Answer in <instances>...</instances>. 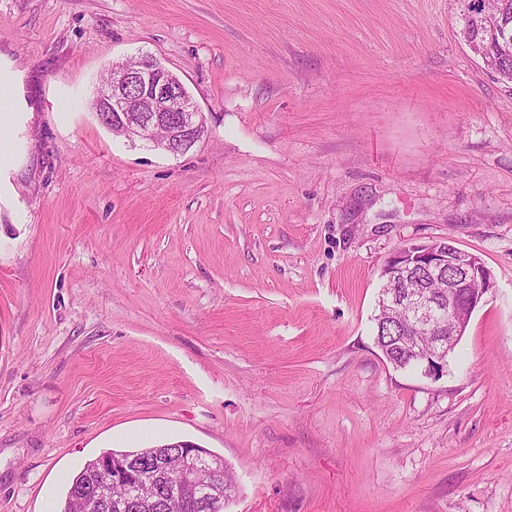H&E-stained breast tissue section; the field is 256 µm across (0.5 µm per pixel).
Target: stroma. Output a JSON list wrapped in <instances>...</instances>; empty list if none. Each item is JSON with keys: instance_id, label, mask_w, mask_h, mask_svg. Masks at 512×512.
Wrapping results in <instances>:
<instances>
[{"instance_id": "obj_1", "label": "stroma", "mask_w": 512, "mask_h": 512, "mask_svg": "<svg viewBox=\"0 0 512 512\" xmlns=\"http://www.w3.org/2000/svg\"><path fill=\"white\" fill-rule=\"evenodd\" d=\"M139 53L204 116L184 153L91 109ZM0 57V512L177 440L224 512H512V83L452 0H0ZM439 239L495 286L433 378L373 315Z\"/></svg>"}]
</instances>
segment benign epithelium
Returning a JSON list of instances; mask_svg holds the SVG:
<instances>
[{"mask_svg": "<svg viewBox=\"0 0 512 512\" xmlns=\"http://www.w3.org/2000/svg\"><path fill=\"white\" fill-rule=\"evenodd\" d=\"M94 112L103 126L118 128L128 142L173 155L185 152L205 132L202 112L180 78L149 55L136 58L132 68L112 66L110 80L97 89ZM418 270L428 275L448 273L447 305L422 291L405 298L384 293L381 302L389 307L403 302L413 311L409 328L437 337L422 372L438 377L447 367L441 336L443 315L454 320V338L460 339L472 313L493 288V277L479 256L435 240L398 247L386 259L381 279L388 284L401 274ZM166 447L177 449L176 462L164 454L101 458L102 468L129 490L112 500V509L142 512L144 501L138 497V486L147 482L163 485L167 494L178 498L181 507L190 512H211L218 505L224 483L223 459L189 442H172Z\"/></svg>", "mask_w": 512, "mask_h": 512, "instance_id": "7a95c632", "label": "benign epithelium"}]
</instances>
